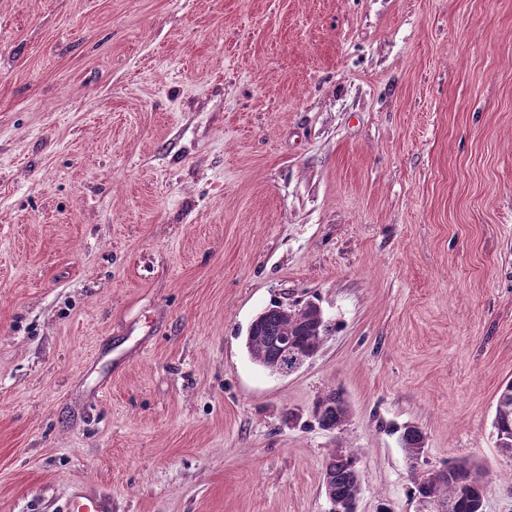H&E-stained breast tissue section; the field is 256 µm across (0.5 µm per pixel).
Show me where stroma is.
<instances>
[{
	"mask_svg": "<svg viewBox=\"0 0 512 512\" xmlns=\"http://www.w3.org/2000/svg\"><path fill=\"white\" fill-rule=\"evenodd\" d=\"M508 380L512 0H0V512H330L336 448L358 512L461 459L512 512ZM282 308L287 309L288 313L283 312L279 305L260 313L261 316L249 330L246 345L252 359L267 369L277 366L283 353L285 362L279 366L277 373L288 375L310 360L306 356L318 351L328 325L312 319L310 310L304 307ZM511 392L506 395L508 399V405L510 406V412L505 416L499 409V400L505 392ZM493 426L496 432V444L502 454L512 457V381H508L500 390L496 408ZM500 432L508 434L506 437L507 441H503L500 436ZM347 413L344 400L336 392H332L320 400L315 409V416L324 428L343 425L347 419ZM358 457L342 454L338 448L332 451L325 465L324 492L333 505V512L336 506L352 504L361 492ZM109 510L105 500L97 496L75 493L69 502L71 512H109Z\"/></svg>",
	"mask_w": 512,
	"mask_h": 512,
	"instance_id": "35a3bbf8",
	"label": "stroma"
}]
</instances>
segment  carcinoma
<instances>
[{
  "instance_id": "1",
  "label": "carcinoma",
  "mask_w": 512,
  "mask_h": 512,
  "mask_svg": "<svg viewBox=\"0 0 512 512\" xmlns=\"http://www.w3.org/2000/svg\"><path fill=\"white\" fill-rule=\"evenodd\" d=\"M328 325L312 318L310 310L303 307L286 312L274 305L261 313L249 330L246 345L252 359L267 369L282 360L283 345L289 344L305 356L315 354ZM315 416L324 428L343 425L347 408L341 396L332 392L316 406ZM496 444L502 454L512 457V411L503 414L495 409L493 421ZM403 444L409 459L417 460L424 451V436L415 427L406 428ZM359 460L335 449L325 465L324 492L333 506H346L356 500L361 492ZM487 485L484 474L473 462L459 460L424 475L415 482L417 499L430 498L451 504L452 512H483Z\"/></svg>"
}]
</instances>
